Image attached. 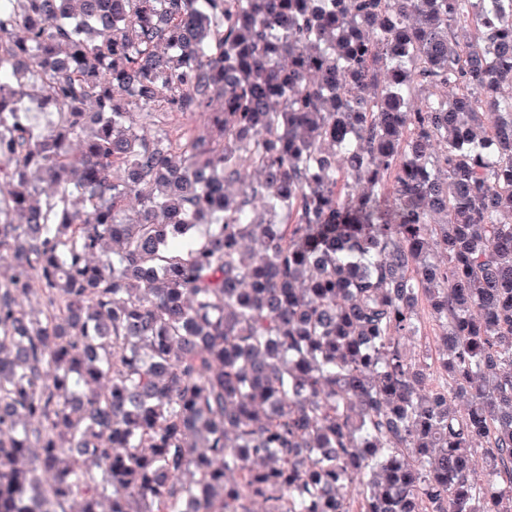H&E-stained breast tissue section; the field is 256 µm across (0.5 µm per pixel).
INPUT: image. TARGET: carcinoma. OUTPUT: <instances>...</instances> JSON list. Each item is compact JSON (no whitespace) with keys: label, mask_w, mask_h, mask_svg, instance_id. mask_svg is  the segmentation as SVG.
Returning a JSON list of instances; mask_svg holds the SVG:
<instances>
[{"label":"carcinoma","mask_w":512,"mask_h":512,"mask_svg":"<svg viewBox=\"0 0 512 512\" xmlns=\"http://www.w3.org/2000/svg\"><path fill=\"white\" fill-rule=\"evenodd\" d=\"M5 70L0 512H512V0H0ZM160 125L170 129L172 127H181L190 129L196 136H206L210 128V118L200 112H172L161 114ZM420 335L412 336L402 340L407 351L416 358H422L430 353L437 355V335L439 333L438 323L431 316L426 304L419 306Z\"/></svg>","instance_id":"1"}]
</instances>
